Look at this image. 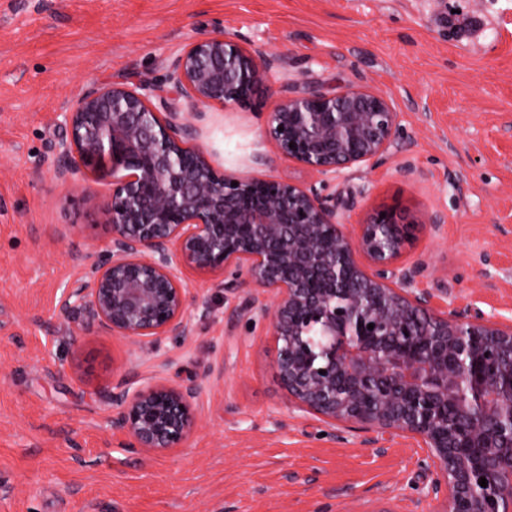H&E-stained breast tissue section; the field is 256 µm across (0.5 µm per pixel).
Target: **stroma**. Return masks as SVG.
Listing matches in <instances>:
<instances>
[{
    "label": "stroma",
    "instance_id": "obj_1",
    "mask_svg": "<svg viewBox=\"0 0 512 512\" xmlns=\"http://www.w3.org/2000/svg\"><path fill=\"white\" fill-rule=\"evenodd\" d=\"M228 33L275 54L243 105L211 104L219 171L316 178L266 139L280 97L349 86L402 114L371 169L326 180L346 222L396 207L404 261L456 307L512 321V0H0V512H441L411 435L330 426L291 408L265 324L236 321L214 274H186L188 336L160 350L59 313L112 237V187L56 179L50 144L88 81H161L190 43ZM440 228H433V220ZM194 381L185 447L130 448L108 394Z\"/></svg>",
    "mask_w": 512,
    "mask_h": 512
}]
</instances>
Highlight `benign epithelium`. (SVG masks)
<instances>
[{"mask_svg":"<svg viewBox=\"0 0 512 512\" xmlns=\"http://www.w3.org/2000/svg\"><path fill=\"white\" fill-rule=\"evenodd\" d=\"M274 62L220 33L184 48L163 83L93 82L62 113L55 177L112 180V238L60 312L158 350L189 333L184 272H219L236 316L266 322L290 405L333 426L419 438L445 512H512V323L436 308L447 282L419 287L426 264L402 261L410 224L400 211L349 224L336 196L223 175L197 143L206 113L195 108L248 102ZM167 86L194 111L169 103ZM400 129L383 93L349 86L279 99L265 136L327 178L376 166ZM195 395L192 382L135 387L126 373L109 392L113 425L132 448H180L200 421Z\"/></svg>","mask_w":512,"mask_h":512,"instance_id":"1","label":"benign epithelium"}]
</instances>
